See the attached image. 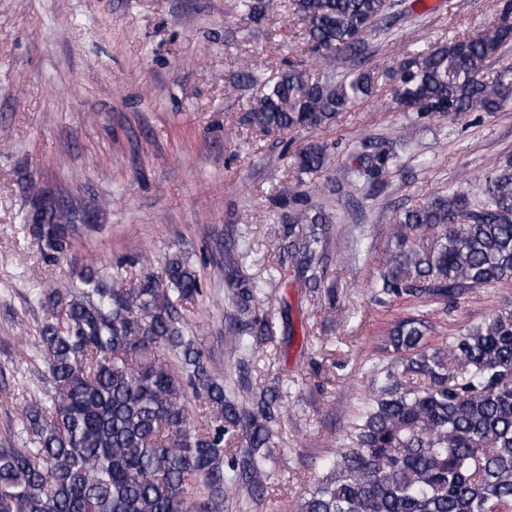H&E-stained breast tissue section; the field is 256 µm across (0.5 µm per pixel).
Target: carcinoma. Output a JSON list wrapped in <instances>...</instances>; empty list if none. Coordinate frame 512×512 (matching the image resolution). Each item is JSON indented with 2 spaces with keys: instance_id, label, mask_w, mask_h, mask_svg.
Here are the masks:
<instances>
[{
  "instance_id": "obj_1",
  "label": "carcinoma",
  "mask_w": 512,
  "mask_h": 512,
  "mask_svg": "<svg viewBox=\"0 0 512 512\" xmlns=\"http://www.w3.org/2000/svg\"><path fill=\"white\" fill-rule=\"evenodd\" d=\"M291 6L327 65L360 51L379 21L396 18L391 0ZM237 8L251 19L265 15L264 0H237ZM510 41L512 0H505L495 25L414 52L393 74L396 101L420 118L502 111L512 102V65L490 82L482 73ZM381 79L367 69L316 81L293 65L275 79L250 68L238 74L239 86L260 87L248 123L267 134L330 125L372 97ZM349 160L348 173L371 187L399 166V155L382 143L363 144ZM329 162V147L318 142L294 155L301 174ZM484 183L478 199L457 190L396 210L377 296L446 307L473 289L512 281V170L495 167ZM275 204L289 209L280 252L305 287L320 288L333 216L293 188ZM78 219L73 205L28 209V232L45 261L71 251ZM224 280L237 311V357L273 329L266 323L254 331L262 292L230 251ZM200 295L197 272L176 254L162 280L145 272L128 286L87 265L71 287L39 290L38 300L55 311L37 342L49 390L24 408L25 445L0 448V512H224L229 493L243 485L253 499L265 498L262 466L284 396L263 388L243 402L214 376L183 325L182 304ZM433 334L423 316L393 324L385 349L394 359L376 372L373 395L335 458L289 512H512V301L440 345L431 343ZM190 397L205 414L200 426L191 421ZM226 457L235 480L224 477Z\"/></svg>"
}]
</instances>
